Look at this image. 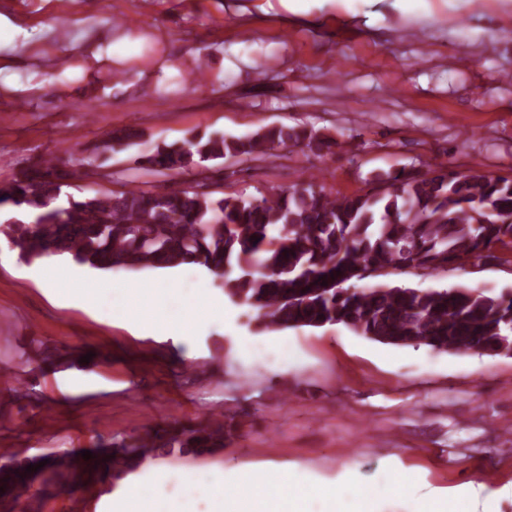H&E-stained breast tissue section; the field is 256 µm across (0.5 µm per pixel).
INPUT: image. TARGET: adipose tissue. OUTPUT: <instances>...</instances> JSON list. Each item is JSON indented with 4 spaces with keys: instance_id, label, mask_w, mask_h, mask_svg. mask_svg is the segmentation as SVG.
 Here are the masks:
<instances>
[{
    "instance_id": "ef3b65f1",
    "label": "adipose tissue",
    "mask_w": 512,
    "mask_h": 512,
    "mask_svg": "<svg viewBox=\"0 0 512 512\" xmlns=\"http://www.w3.org/2000/svg\"><path fill=\"white\" fill-rule=\"evenodd\" d=\"M84 298L93 304L105 303L113 313L129 312L145 320H156L155 309L142 306L140 286L118 285L104 278L87 280L81 288ZM271 489L274 501L285 512H299L302 500L312 498L324 503L327 512H473L483 486L465 484L447 492L431 495L400 496L390 484H382L375 492L365 494L353 479L344 486L312 484L289 477L282 469L270 466L263 472L243 467L236 471L230 483L213 487L210 512H240L242 503L253 500L258 487Z\"/></svg>"
}]
</instances>
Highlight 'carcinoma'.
<instances>
[{
  "label": "carcinoma",
  "mask_w": 512,
  "mask_h": 512,
  "mask_svg": "<svg viewBox=\"0 0 512 512\" xmlns=\"http://www.w3.org/2000/svg\"><path fill=\"white\" fill-rule=\"evenodd\" d=\"M140 137L134 129L112 131L90 158L135 146ZM333 145L326 135L280 126L244 137L194 134L180 145L156 146L138 163L177 176L218 159ZM79 177V170L54 156L0 187V205L11 206L0 235L21 257L58 255L108 271L195 265L224 273V296L253 308L263 330L342 325L393 346L512 357V293L491 295L466 286L343 287L362 281L360 271L436 275L450 264L489 259L497 247L512 249V178L413 165L372 175L369 183L384 185L382 192L343 196L311 182L251 199L212 198L188 188L126 189L81 199L62 194L65 181ZM36 217L41 223H33ZM338 271L346 274L340 281ZM226 435L222 415L195 428L172 425L101 451L83 474L112 491L147 453H209L224 447ZM31 463L39 460L4 458L0 505L26 484Z\"/></svg>",
  "instance_id": "cac0c4a2"
}]
</instances>
